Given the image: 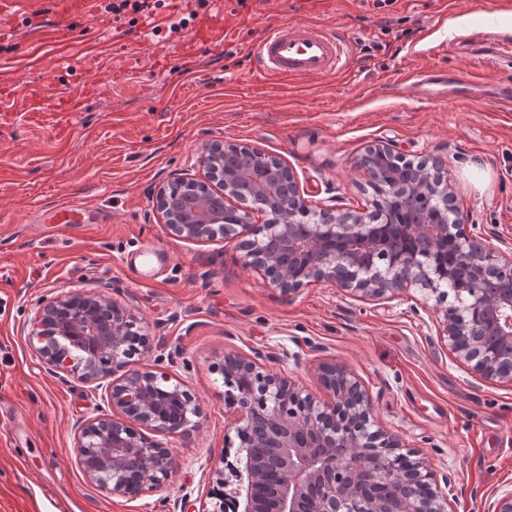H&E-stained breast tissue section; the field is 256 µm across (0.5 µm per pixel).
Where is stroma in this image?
<instances>
[{
	"mask_svg": "<svg viewBox=\"0 0 512 512\" xmlns=\"http://www.w3.org/2000/svg\"><path fill=\"white\" fill-rule=\"evenodd\" d=\"M66 20L58 0L0 16V512H220L246 504V453L225 402L224 355L263 363L317 397L318 367H346L368 391L378 425L419 451L447 488L453 512H486L512 484V383L476 375L440 336L438 296L410 288L389 299L345 294L326 281L293 296L246 267L236 241H189L163 224L158 186L197 173L204 144L258 148L293 169L309 200L340 197L370 208L357 160L384 141L407 159L441 158L466 224L512 243V76L473 72L428 49L479 30L500 0H164L150 15L114 19L112 0H90ZM186 20L179 31L172 23ZM274 19L327 26L353 45L345 71L303 80L253 76L248 45ZM69 24L59 38L56 28ZM226 30L233 44L206 43ZM467 73L433 95L404 93L420 69ZM106 69L61 139L52 107ZM51 110L28 124L20 89ZM73 208L84 228L39 231L45 213ZM162 250L170 260L134 277L126 256ZM102 291L125 305L148 349L130 367L162 371L201 407L190 438L156 434L174 463L158 488L129 497L102 489L78 460L80 428L105 406L102 391L53 375L36 351L39 300ZM304 361L295 367L291 353Z\"/></svg>",
	"mask_w": 512,
	"mask_h": 512,
	"instance_id": "35a3bbf8",
	"label": "stroma"
}]
</instances>
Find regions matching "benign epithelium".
Here are the masks:
<instances>
[{"instance_id":"obj_1","label":"benign epithelium","mask_w":512,"mask_h":512,"mask_svg":"<svg viewBox=\"0 0 512 512\" xmlns=\"http://www.w3.org/2000/svg\"><path fill=\"white\" fill-rule=\"evenodd\" d=\"M230 148L205 145L198 159L201 178L181 179L185 186L217 182L210 189L211 202L178 209L171 205L169 188H159L157 211L172 234L203 241L219 232L239 239L245 266L260 271L285 296L312 281L371 298L399 296L412 287L435 292L444 283L457 300L440 310L438 322L451 351L482 377L512 382V291H477L458 280L460 270L490 284L512 280V245L495 246L490 234L473 236L465 225L448 223L457 212L451 175L424 165L399 183L410 192L426 191L441 204L434 223L407 229L419 244L409 255L390 249L397 225L374 224L364 212L337 204L336 197L328 205L312 204L288 164L278 159L271 165L261 149H254L257 174L243 185L223 169ZM377 153L407 162L395 144L382 142L357 162L372 179ZM256 208L268 215L262 224L251 223L250 210ZM229 212L238 215L237 223H224ZM311 214L320 223H301ZM439 245L451 248L452 259L448 273L435 276L431 251ZM34 327L55 332L39 354L57 376L71 375L66 343L86 340L88 355L76 380L105 388L110 413L88 422L78 436L86 477L130 497L154 489L159 475L172 469V451L128 422L185 435L199 428V405L188 391L156 373L127 368L132 323L125 308L100 293L70 292L39 303ZM320 373L328 399L304 391L257 357L224 355V384L235 390L230 406L239 412L236 436L246 449L251 475L246 512H267L262 498L267 469L279 475L273 512H448V498L432 470L377 425L372 399L360 382L334 364L322 365ZM489 512H512V487L496 492Z\"/></svg>"}]
</instances>
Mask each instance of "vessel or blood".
<instances>
[{
  "label": "vessel or blood",
  "instance_id": "vessel-or-blood-1",
  "mask_svg": "<svg viewBox=\"0 0 512 512\" xmlns=\"http://www.w3.org/2000/svg\"><path fill=\"white\" fill-rule=\"evenodd\" d=\"M467 50L472 64L495 62L499 67L512 68V37L490 42L474 41L462 47L458 40L437 43L433 51L456 53ZM248 52L254 62V72L262 79H307L328 76L346 69L351 52L347 40L335 31L311 23H270Z\"/></svg>",
  "mask_w": 512,
  "mask_h": 512
}]
</instances>
